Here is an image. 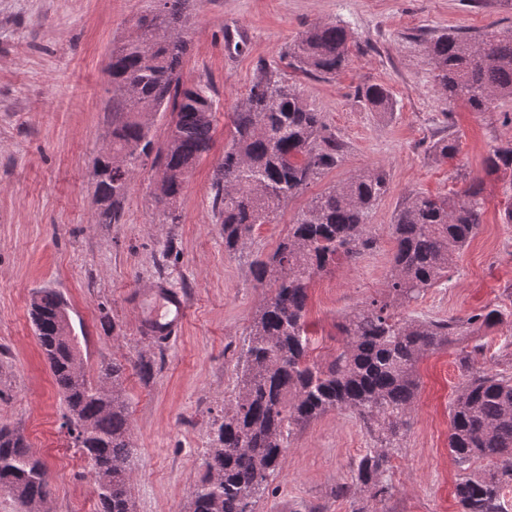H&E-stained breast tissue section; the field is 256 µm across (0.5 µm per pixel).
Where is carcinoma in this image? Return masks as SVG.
<instances>
[{
	"mask_svg": "<svg viewBox=\"0 0 512 512\" xmlns=\"http://www.w3.org/2000/svg\"><path fill=\"white\" fill-rule=\"evenodd\" d=\"M190 0H154L136 25L144 30L112 49V163L93 162L99 221L116 220L139 159L150 154L162 171L158 201L170 202L187 185L208 152L216 101L209 83L181 82L188 52L185 22ZM353 41L347 28L320 23L290 45L299 71L334 75L346 65ZM436 80L448 103L465 102L487 112L500 97L512 98V30L479 36L442 34L427 47ZM374 109L391 110L382 85L361 91ZM172 116L166 139L150 135L151 114ZM211 185L213 205L224 229V251L235 254L251 243L255 228L271 224L280 209L322 171L336 165L340 145L324 135L320 112L310 108L288 81L262 72L244 103L231 116ZM487 171L512 169V144L485 159ZM387 188L379 170L358 174L314 197L288 227L266 259L255 263V278L272 293L253 318L237 374V393L215 423L204 467L192 495L191 512H254L268 477L280 468L294 431L331 411L354 414L380 449L365 454L355 481L371 499L389 493L381 477L391 450L411 427L419 389L416 367L425 354L457 336H469L512 318V312L484 309L465 319L419 321L398 309L448 277L454 259L481 224V188L464 189L462 200L418 195L390 227L393 265L385 296L373 298L340 325L342 349L324 365L309 358L305 321L313 278L339 260L351 261L374 247L368 217ZM59 292L33 295L36 337L66 404L64 426L74 445L94 462L99 512H136L129 491L134 448L124 393L127 367L100 365L98 380L84 372L77 337ZM478 344L460 358L462 388L450 404L448 448L461 471L455 496L461 512H509L505 491L512 487V376L474 366ZM487 459L494 468L475 475L470 465ZM49 474L15 428L0 426V489L25 512H44Z\"/></svg>",
	"mask_w": 512,
	"mask_h": 512,
	"instance_id": "carcinoma-1",
	"label": "carcinoma"
}]
</instances>
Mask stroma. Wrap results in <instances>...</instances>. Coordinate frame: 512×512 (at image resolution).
<instances>
[{
    "mask_svg": "<svg viewBox=\"0 0 512 512\" xmlns=\"http://www.w3.org/2000/svg\"><path fill=\"white\" fill-rule=\"evenodd\" d=\"M150 7L151 0H0V425L19 429L46 463L48 512H97L98 495L90 465L61 426L64 406L30 315L37 289H56L66 299L88 378L97 379L104 362L127 366L137 512H189L211 428L235 396L249 326L270 293L252 265L275 250L313 196L372 169L388 182L369 216L376 247L317 275L309 288L315 360H332L344 317L383 295L392 266L390 226L417 193L456 199L478 181L483 214L447 279L404 306V314L435 320L465 318L489 305L512 311V224L503 219L512 205V172L485 168L494 148L512 142V98L496 100L488 112L448 103L425 51L427 41L449 31L512 28V4L193 0L181 78L214 88L212 148L170 204L178 223H163L158 169L145 158L118 222L102 224L91 170L112 123L105 67L113 46ZM332 21L346 25L355 41L347 65L326 78L291 68L286 50L293 40ZM264 69L285 77L323 113L343 151L273 223L257 227L246 249L230 255L212 208L213 171L230 139V116ZM372 83L390 90L392 111L360 98ZM448 138L457 155L444 160L433 146ZM162 282L189 300L184 329L170 342L145 331L135 301L137 292ZM477 343L479 366L512 375L507 324L420 359L412 427L383 476L390 488L383 502L354 480L374 441L354 415L332 411L291 436L255 512H459L449 406L464 381L460 353ZM143 356L153 362L146 377L135 367Z\"/></svg>",
    "mask_w": 512,
    "mask_h": 512,
    "instance_id": "1",
    "label": "stroma"
}]
</instances>
